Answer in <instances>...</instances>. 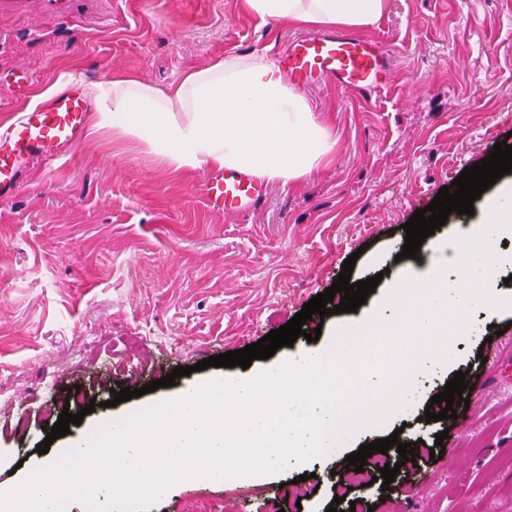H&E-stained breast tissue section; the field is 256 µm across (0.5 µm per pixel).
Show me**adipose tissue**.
Segmentation results:
<instances>
[{"label": "adipose tissue", "mask_w": 512, "mask_h": 512, "mask_svg": "<svg viewBox=\"0 0 512 512\" xmlns=\"http://www.w3.org/2000/svg\"><path fill=\"white\" fill-rule=\"evenodd\" d=\"M267 21L316 29H365L387 0H244ZM90 133L135 136L174 169L230 168L301 185L336 150L334 125L261 52L227 54L184 70L160 88L132 72H113L97 87Z\"/></svg>", "instance_id": "adipose-tissue-1"}]
</instances>
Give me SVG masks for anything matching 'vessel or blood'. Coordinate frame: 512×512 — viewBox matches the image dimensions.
I'll use <instances>...</instances> for the list:
<instances>
[{
    "label": "vessel or blood",
    "mask_w": 512,
    "mask_h": 512,
    "mask_svg": "<svg viewBox=\"0 0 512 512\" xmlns=\"http://www.w3.org/2000/svg\"><path fill=\"white\" fill-rule=\"evenodd\" d=\"M391 53L378 39L345 31H326L294 39L279 63L300 87L332 82L336 88L369 98L392 81ZM91 102L75 85L67 86L44 105L24 112L0 134V199L19 190L27 163L35 157L55 160L63 148L80 144ZM264 180L233 169L211 173L205 196L227 213H246L261 205Z\"/></svg>",
    "instance_id": "obj_1"
}]
</instances>
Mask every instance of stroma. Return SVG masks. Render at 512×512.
<instances>
[{
	"label": "stroma",
	"instance_id": "35a3bbf8",
	"mask_svg": "<svg viewBox=\"0 0 512 512\" xmlns=\"http://www.w3.org/2000/svg\"><path fill=\"white\" fill-rule=\"evenodd\" d=\"M301 27L263 23L243 0H0V134L24 109L70 83L85 92L115 71L166 86L227 54L269 57ZM369 36L394 50L389 88L373 98L331 85L307 89L340 134L331 159L302 188L268 185L254 211L228 215L203 197L207 168L180 170L136 137L111 130L29 162L14 197L0 200V486L28 474L46 437L44 411L81 387L98 402L72 434L120 420L242 367L197 370L286 324L336 282L349 255L358 282L382 280L358 318L382 314L400 268L404 224L438 191L512 145V0H388ZM506 309H473V334L418 379L410 410L356 430L345 447L261 479L179 482L150 512L205 498L214 512H369L407 498L411 512H512V285ZM175 386L112 405L179 367ZM473 389L456 415L422 416L456 371ZM23 417L24 431L8 423ZM444 433V452L434 449ZM397 435L420 442L414 469L336 501L346 456Z\"/></svg>",
	"mask_w": 512,
	"mask_h": 512
}]
</instances>
